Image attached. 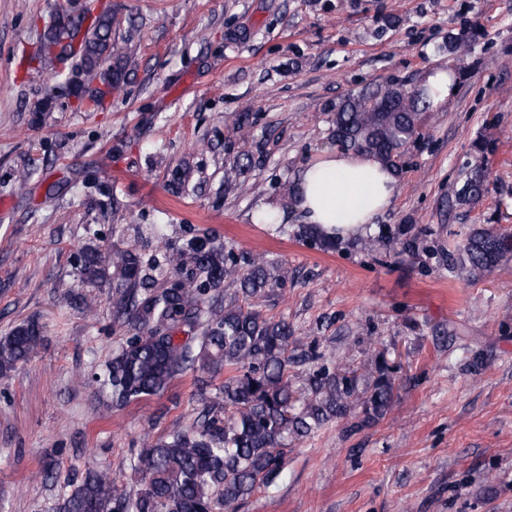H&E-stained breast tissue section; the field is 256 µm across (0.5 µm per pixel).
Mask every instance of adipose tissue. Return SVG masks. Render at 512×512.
I'll return each mask as SVG.
<instances>
[{
    "label": "adipose tissue",
    "instance_id": "obj_1",
    "mask_svg": "<svg viewBox=\"0 0 512 512\" xmlns=\"http://www.w3.org/2000/svg\"><path fill=\"white\" fill-rule=\"evenodd\" d=\"M397 181L377 160L351 151H326L304 170L294 189L305 221L347 238L366 230L391 206Z\"/></svg>",
    "mask_w": 512,
    "mask_h": 512
}]
</instances>
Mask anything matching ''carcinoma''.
<instances>
[{"instance_id": "cac0c4a2", "label": "carcinoma", "mask_w": 512, "mask_h": 512, "mask_svg": "<svg viewBox=\"0 0 512 512\" xmlns=\"http://www.w3.org/2000/svg\"><path fill=\"white\" fill-rule=\"evenodd\" d=\"M75 20L56 13L45 26L34 60L52 70L62 56L76 58L75 71L97 81L75 88L77 108L93 106L121 86L131 61L112 41V14L90 17L78 47L66 42ZM473 33L448 35L445 50L456 60L472 52ZM436 90H412L387 83L346 96L334 111L331 138L343 150L370 155L391 171L399 170L401 149L419 131ZM456 202L478 204L488 193L484 160L462 167ZM512 254V232L471 229L449 254L450 264L470 275L490 271ZM162 259L144 261L137 248H117L104 256L99 248L79 251L77 277L92 284L112 266V316L129 326L132 335L113 352L104 371L91 379L97 392L122 407L164 392L179 375L194 374L197 390L206 392L222 374L201 420L189 430L156 440L146 439L138 454L140 488L121 493L117 477L107 468L89 469L56 507V512H226L282 473L288 442L311 437L325 423L349 416L358 396L359 377L336 365H321L299 387L288 375L292 364L322 360L311 344L291 348L294 330L283 319L265 317L254 301L284 280L288 270L273 259L258 258L243 269L224 243L192 237L182 249L161 252ZM163 268L157 280L146 266ZM232 280L245 307L233 300L213 307L215 293ZM43 326L28 320L0 336V377H8L41 348ZM364 392L365 421L383 416L394 393L385 367Z\"/></svg>"}]
</instances>
